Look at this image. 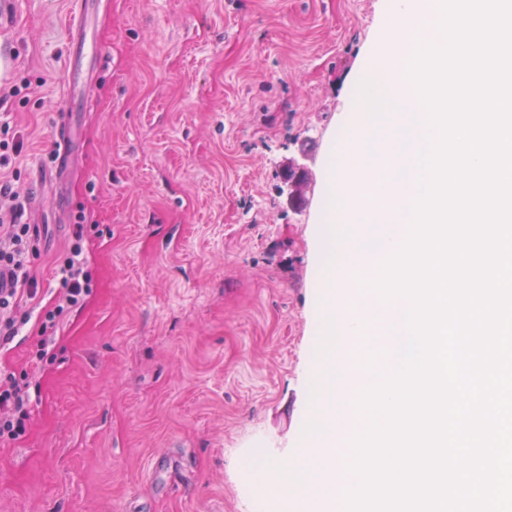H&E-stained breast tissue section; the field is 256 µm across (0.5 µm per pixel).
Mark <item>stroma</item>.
Listing matches in <instances>:
<instances>
[{"label":"stroma","instance_id":"stroma-1","mask_svg":"<svg viewBox=\"0 0 512 512\" xmlns=\"http://www.w3.org/2000/svg\"><path fill=\"white\" fill-rule=\"evenodd\" d=\"M100 3L66 170L71 0L0 14V181L39 226L42 302L79 222L93 275L27 435L0 442V512H278L257 491L310 416L325 170L389 0Z\"/></svg>","mask_w":512,"mask_h":512}]
</instances>
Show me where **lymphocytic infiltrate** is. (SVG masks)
Here are the masks:
<instances>
[{
	"instance_id": "obj_1",
	"label": "lymphocytic infiltrate",
	"mask_w": 512,
	"mask_h": 512,
	"mask_svg": "<svg viewBox=\"0 0 512 512\" xmlns=\"http://www.w3.org/2000/svg\"><path fill=\"white\" fill-rule=\"evenodd\" d=\"M28 201L0 183V347L8 345L31 316L29 303L38 299L37 281L30 263L36 256V225L27 223ZM82 229L58 259L62 293L50 308H41L37 318L40 338L26 369L0 372V441L16 440L27 432L30 419V380L48 360V342L65 312L81 305L91 292L92 277L83 261Z\"/></svg>"
}]
</instances>
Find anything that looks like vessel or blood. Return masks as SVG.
<instances>
[{
  "mask_svg": "<svg viewBox=\"0 0 512 512\" xmlns=\"http://www.w3.org/2000/svg\"><path fill=\"white\" fill-rule=\"evenodd\" d=\"M97 0H75L74 22L69 30L70 51L66 58L65 81L68 87V98L63 112L60 114V144L55 156L56 161L67 159L65 148L70 139L69 116L82 111L86 99L81 92L82 80L90 69L95 68L104 61L99 46L91 42L87 36L84 24L91 16Z\"/></svg>",
  "mask_w": 512,
  "mask_h": 512,
  "instance_id": "vessel-or-blood-1",
  "label": "vessel or blood"
}]
</instances>
